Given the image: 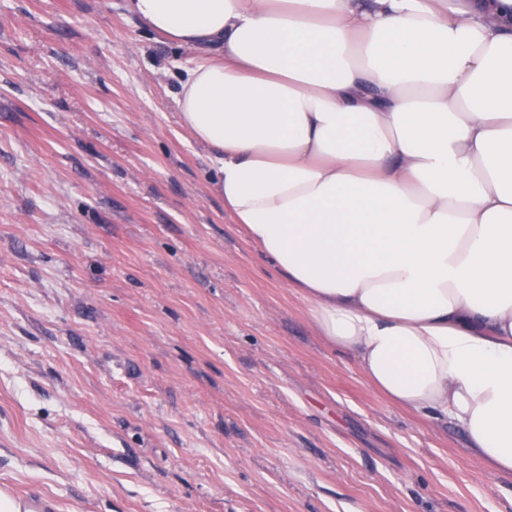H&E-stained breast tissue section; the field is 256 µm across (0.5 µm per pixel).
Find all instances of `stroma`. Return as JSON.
<instances>
[{
	"label": "stroma",
	"instance_id": "obj_1",
	"mask_svg": "<svg viewBox=\"0 0 512 512\" xmlns=\"http://www.w3.org/2000/svg\"><path fill=\"white\" fill-rule=\"evenodd\" d=\"M191 54L124 0H0V490L39 512H512L390 405L212 193Z\"/></svg>",
	"mask_w": 512,
	"mask_h": 512
}]
</instances>
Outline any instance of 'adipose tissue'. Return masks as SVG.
Masks as SVG:
<instances>
[{"instance_id":"ef3b65f1","label":"adipose tissue","mask_w":512,"mask_h":512,"mask_svg":"<svg viewBox=\"0 0 512 512\" xmlns=\"http://www.w3.org/2000/svg\"><path fill=\"white\" fill-rule=\"evenodd\" d=\"M210 188L392 405L512 476V0H125Z\"/></svg>"}]
</instances>
